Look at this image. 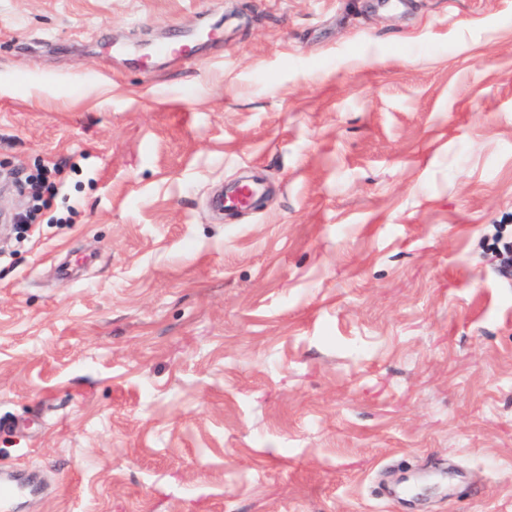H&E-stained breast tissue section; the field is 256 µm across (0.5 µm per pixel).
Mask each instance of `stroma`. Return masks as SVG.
I'll return each mask as SVG.
<instances>
[{"mask_svg": "<svg viewBox=\"0 0 512 512\" xmlns=\"http://www.w3.org/2000/svg\"><path fill=\"white\" fill-rule=\"evenodd\" d=\"M52 162L20 512H512V0H0V215Z\"/></svg>", "mask_w": 512, "mask_h": 512, "instance_id": "1", "label": "stroma"}]
</instances>
